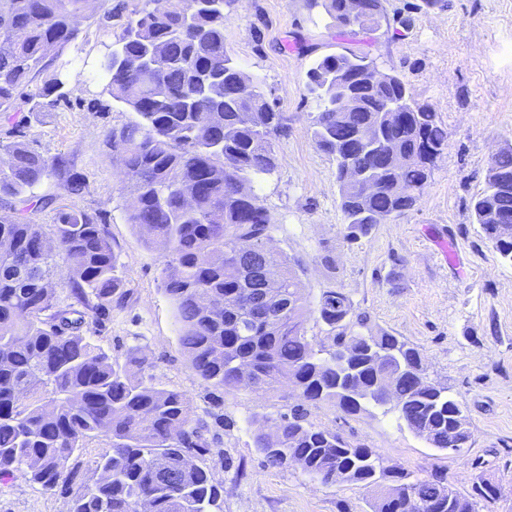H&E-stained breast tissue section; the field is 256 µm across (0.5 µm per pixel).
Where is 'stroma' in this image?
<instances>
[{"mask_svg":"<svg viewBox=\"0 0 512 512\" xmlns=\"http://www.w3.org/2000/svg\"><path fill=\"white\" fill-rule=\"evenodd\" d=\"M382 4L379 28L355 38L340 35L310 0H235L230 7L224 42L287 125L275 141V170L251 189L270 215L274 252L299 263L301 293L313 299L341 291L372 330L414 344L426 376L463 402L472 437L462 453L440 451L396 413L371 407L348 416L330 402L312 407L309 420L371 448L385 465L416 477L442 474L462 494L484 475L501 490L492 512H512V265L501 262L471 210L491 157L512 145V0ZM407 16L413 24L405 28L400 20ZM78 26L81 41L66 53L73 61L67 99L26 114L21 139L65 158L88 184L74 196L58 177L44 178L30 195L53 203L36 208L33 221L53 223L57 210L70 206L97 215L119 255L126 303L105 323L89 324L88 336L111 358L132 351L147 357L157 381L184 393L197 416L233 420L194 458L223 485L222 512H372L366 489L325 485L297 466H264L252 432L287 411L284 391H215L183 354L175 305L162 288L166 252L128 223L132 198L104 141L108 129L132 117L102 92L99 64L111 33L91 19ZM346 49L401 75L448 128V148L416 206L357 240L347 236L336 162L312 138L316 107L306 77L317 58ZM107 450L105 438L87 441L71 460L75 475L66 490L47 491L20 476L0 485V512H70Z\"/></svg>","mask_w":512,"mask_h":512,"instance_id":"obj_1","label":"stroma"}]
</instances>
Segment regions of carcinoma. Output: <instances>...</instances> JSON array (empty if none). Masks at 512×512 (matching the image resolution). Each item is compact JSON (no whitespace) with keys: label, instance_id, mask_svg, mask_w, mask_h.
<instances>
[{"label":"carcinoma","instance_id":"carcinoma-1","mask_svg":"<svg viewBox=\"0 0 512 512\" xmlns=\"http://www.w3.org/2000/svg\"><path fill=\"white\" fill-rule=\"evenodd\" d=\"M147 0L114 32L100 63L102 93L133 119L105 134L123 173L121 190L133 198L128 222L167 251L164 289L173 300L179 343L197 374L216 390L254 393L292 387L295 403L253 440L267 467L289 459L308 475L377 492L374 512H448V483L436 473L411 475L383 465L371 449L317 427L309 407L331 401L347 415L367 407L394 411L431 447L465 448L470 433L462 403L421 370L418 350L386 331L370 332L350 298L326 290L310 302L299 289L296 263L258 256L271 218L245 183L276 168L273 140L287 131L256 80L254 91L224 43V7L234 0ZM336 27L357 35L377 29L382 0H363L354 17L348 0H312ZM106 0H0V112L18 102L37 112L44 103L21 93L60 58L80 34L78 20ZM374 61L353 51L316 60L307 73L317 112L312 137L336 160V182L347 236L369 234L376 217L396 218L418 202L437 160L448 148V128L428 105L414 101L404 79L388 73L372 82ZM56 77L39 96L66 98ZM378 130V145L365 137ZM66 175L72 195L87 184L67 174L61 157H48L19 140H0V482L15 474L46 491L66 486L69 461L84 442L102 435L109 451L95 461L96 481L73 499L72 512H217L224 489L184 457L207 451L210 425L194 415L187 397L161 386L150 364L132 352L120 364L86 336L126 302L118 255L107 226L74 207L54 223L26 213L27 193L45 177ZM475 223L504 263L512 237L499 235L492 214L512 217V147L491 158L485 186L471 203ZM69 264L70 302L50 289L51 269ZM265 289L270 303L252 309L250 292ZM327 327L330 344L314 345L309 315ZM384 354L381 369L372 357ZM251 368L237 377L233 363ZM461 512H479L497 498L477 476Z\"/></svg>","mask_w":512,"mask_h":512}]
</instances>
